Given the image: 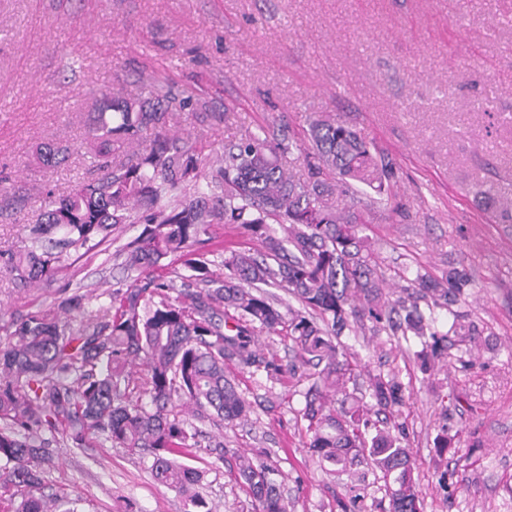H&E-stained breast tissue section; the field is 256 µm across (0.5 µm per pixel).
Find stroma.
Here are the masks:
<instances>
[{"label":"stroma","mask_w":512,"mask_h":512,"mask_svg":"<svg viewBox=\"0 0 512 512\" xmlns=\"http://www.w3.org/2000/svg\"><path fill=\"white\" fill-rule=\"evenodd\" d=\"M155 81L206 101L208 117L178 126L214 165L225 144L274 118L300 180L317 163L308 132L318 116L375 144L393 173L389 199L350 196L348 206L387 278L469 275L455 308L470 333L449 335L426 368L420 339L399 330L369 322L340 342L361 367L359 390L376 375L404 389L395 420L424 512H512V0H0V252L28 245L46 189L64 193L85 174L96 99L140 97ZM45 143L69 146L68 163L37 164ZM204 248L219 272L225 252L260 245L214 224ZM114 284L106 252L25 293L0 272V344L12 320L54 308L67 286L94 318ZM225 371L251 410L201 424L212 443L195 465L212 512H253L236 477L243 459L272 470L288 512H342L344 488L307 446L309 379ZM444 435L452 447L442 453ZM46 446L48 484L85 512H184L183 497L127 449L101 437Z\"/></svg>","instance_id":"1"}]
</instances>
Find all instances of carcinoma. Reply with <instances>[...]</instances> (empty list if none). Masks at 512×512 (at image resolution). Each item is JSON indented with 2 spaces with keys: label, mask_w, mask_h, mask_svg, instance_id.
Masks as SVG:
<instances>
[{
  "label": "carcinoma",
  "mask_w": 512,
  "mask_h": 512,
  "mask_svg": "<svg viewBox=\"0 0 512 512\" xmlns=\"http://www.w3.org/2000/svg\"><path fill=\"white\" fill-rule=\"evenodd\" d=\"M174 107L195 118L207 110L170 87L99 104L85 145L101 174L80 178L65 195L47 191L29 247L5 259L4 271L21 289L50 284L71 266L72 254L112 241L115 225H143L115 250L121 287L95 319L84 320L86 296L75 291L60 298L57 311H33L12 323L15 341L0 348V505L6 512H77L73 501L45 492L48 433L69 448L103 436L114 447L146 451L154 480L184 495L185 512H210L192 491L200 474L187 464L203 432L172 406L184 400L228 422L247 417L249 403L224 364L270 378L287 373L255 348L256 333L266 330L288 336L301 364L317 369L303 413L309 448L338 474L370 461L385 481L389 512H422L408 449L385 429L369 433L366 404L348 392L356 365L335 342L365 317L393 322L375 242L345 203L361 188L387 194L390 168L371 142L320 117L309 128L319 160L310 180L288 175L282 159L292 144L282 129L227 144L205 178L197 150L170 129ZM146 132L149 143L135 160L114 157ZM69 159L70 148L54 143L37 152L46 167ZM221 223L238 225L264 247L258 256L226 253L222 277L208 253L194 249L210 225ZM172 257L180 264L175 277L196 285L175 297L173 280L154 273ZM408 282L404 329L423 339V359L436 357L448 334L425 318L419 301L457 302L468 276L452 269L443 283L418 275ZM265 286L284 289L300 308ZM371 390L380 406L403 400L392 380L375 378ZM237 477L255 512H288L267 466L243 462Z\"/></svg>",
  "instance_id": "carcinoma-1"
}]
</instances>
